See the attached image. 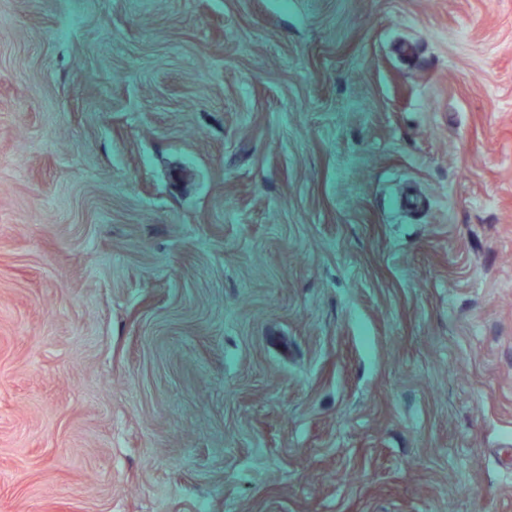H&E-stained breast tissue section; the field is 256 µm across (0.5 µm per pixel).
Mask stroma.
<instances>
[{
    "label": "stroma",
    "mask_w": 512,
    "mask_h": 512,
    "mask_svg": "<svg viewBox=\"0 0 512 512\" xmlns=\"http://www.w3.org/2000/svg\"><path fill=\"white\" fill-rule=\"evenodd\" d=\"M0 512H512V0H0Z\"/></svg>",
    "instance_id": "1"
}]
</instances>
